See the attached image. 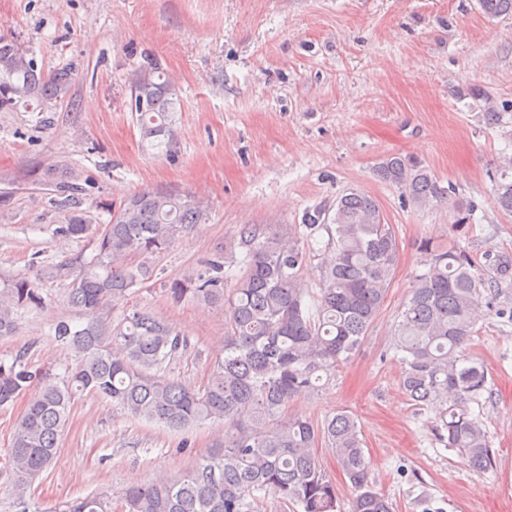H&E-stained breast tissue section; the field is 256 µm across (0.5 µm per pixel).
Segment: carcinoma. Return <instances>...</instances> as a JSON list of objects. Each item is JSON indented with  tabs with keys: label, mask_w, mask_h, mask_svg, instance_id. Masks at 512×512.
Wrapping results in <instances>:
<instances>
[{
	"label": "carcinoma",
	"mask_w": 512,
	"mask_h": 512,
	"mask_svg": "<svg viewBox=\"0 0 512 512\" xmlns=\"http://www.w3.org/2000/svg\"><path fill=\"white\" fill-rule=\"evenodd\" d=\"M480 6L490 18L512 14V0H480ZM71 80L70 71L37 72L26 49L0 38V110L24 98L61 100ZM131 98L142 139L170 146L160 141L169 135L174 111L165 75L140 77ZM376 173L417 206L451 199V190L412 157L391 155ZM494 201L512 214V160L500 172ZM58 205L71 213L56 236L66 241L94 235L92 257L43 266L32 279L18 277L0 287V338L15 334L21 313L44 308V279L68 282V302L86 320L80 326L67 319L53 324L55 340L79 358L60 382L52 371L30 366L24 351L0 358V406L40 386L8 448L14 512H34L31 485L51 465L71 406L84 393L169 430L203 421L224 428V439L191 470L126 489L122 512H258L257 502L267 494L300 512H337L336 483L316 453L321 442L351 484V512H392V503L369 480L353 415L339 411L321 424L286 415L292 399L318 389L323 376L359 349L384 303L399 247L377 199L352 189L307 213L287 238L260 224L245 225L206 274L169 281L167 291L177 302L189 296L224 307V358L199 388L167 377L168 364L187 350L188 339L168 321L126 304L134 287L152 275L146 264L133 265L128 257L160 253L206 219L200 202L143 191L97 234L74 198L67 195ZM321 230L328 241L312 310L306 303L310 289L300 277L307 261L300 242ZM419 252L423 270L394 332L403 365L400 386L417 411L434 414L440 441L457 449L472 470L486 471L493 463L491 440L472 405L482 406L488 374L466 353V344L477 314L493 308L491 289L512 284V255L488 252L481 264L463 247L430 239L420 242ZM55 512H114L112 496L100 492L66 501Z\"/></svg>",
	"instance_id": "obj_1"
}]
</instances>
